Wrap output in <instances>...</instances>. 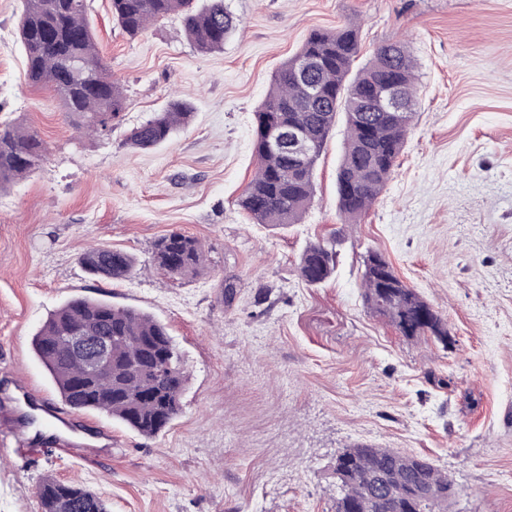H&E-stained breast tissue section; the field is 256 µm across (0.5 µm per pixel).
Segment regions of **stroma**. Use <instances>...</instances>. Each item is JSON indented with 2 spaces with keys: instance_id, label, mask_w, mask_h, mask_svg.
<instances>
[{
  "instance_id": "stroma-1",
  "label": "stroma",
  "mask_w": 512,
  "mask_h": 512,
  "mask_svg": "<svg viewBox=\"0 0 512 512\" xmlns=\"http://www.w3.org/2000/svg\"><path fill=\"white\" fill-rule=\"evenodd\" d=\"M239 26L203 54L173 15L129 37L110 0L87 18L126 109L109 136L66 121L54 92L29 85L20 0H0V128L21 123L47 147L41 166L0 188V436L33 441L4 400L15 383L45 406L60 396L31 340L73 295L165 322L187 380L182 410L145 437L102 413L96 455L43 450L0 459V512H41L47 476L92 489L110 512H334L332 466L368 444L428 458L458 491L456 512H512V0H226ZM360 29L373 48L403 41L417 106L383 193L343 223L337 121L301 223L256 224L237 200L253 179V114L278 68L315 30ZM195 112L168 143L135 150L131 130L172 98ZM196 237L204 268L171 278L155 242ZM336 238V272L310 286L303 249ZM135 260L123 280L88 275L89 244ZM448 324V340L407 338L366 305L368 252Z\"/></svg>"
}]
</instances>
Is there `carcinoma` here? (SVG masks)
<instances>
[{
  "label": "carcinoma",
  "instance_id": "carcinoma-1",
  "mask_svg": "<svg viewBox=\"0 0 512 512\" xmlns=\"http://www.w3.org/2000/svg\"><path fill=\"white\" fill-rule=\"evenodd\" d=\"M18 23L25 52L27 81L47 86L60 98L71 124L81 133L105 136L125 110L119 83L105 73L86 0H21ZM112 19L131 37L170 15L181 16L189 40L201 53L224 48L237 20L225 0H111ZM361 51L359 28L314 30L298 52L273 77L265 100L254 112V149L258 170L238 201L258 224H297L314 196V172L324 145L346 117L347 139L336 172L338 210L355 224L383 192L401 154L410 122L374 112L375 85L389 79L416 105L414 62L402 42H383L351 74ZM304 58L316 66L298 73ZM73 59L89 64L94 76L78 78ZM192 118L191 105L174 100L132 130L129 144L147 150L169 142ZM296 128L316 145L306 163L294 164L284 151L266 148L264 127ZM46 159L38 132L22 124L0 129V188L26 176ZM154 265L177 278L197 273L203 261L198 239L172 231L154 245ZM92 276L122 280L134 270L125 251L95 246L79 257ZM337 263L336 239L309 244L300 257L302 280L311 286L327 281ZM368 307L407 338L431 334L448 342V328L416 291L394 273L378 252L364 261ZM105 337L111 342L107 366L93 369L88 358L71 351L65 337ZM32 346L56 383L63 404L73 412L99 411L146 437L165 430L181 411L185 374L167 326L152 315L116 307L104 300L69 298L53 310L33 336ZM339 494L335 512H453L456 491L448 474L420 456L392 448L354 445L336 456L333 469ZM42 512H108L103 500L79 485L46 478L38 487Z\"/></svg>",
  "mask_w": 512,
  "mask_h": 512
}]
</instances>
